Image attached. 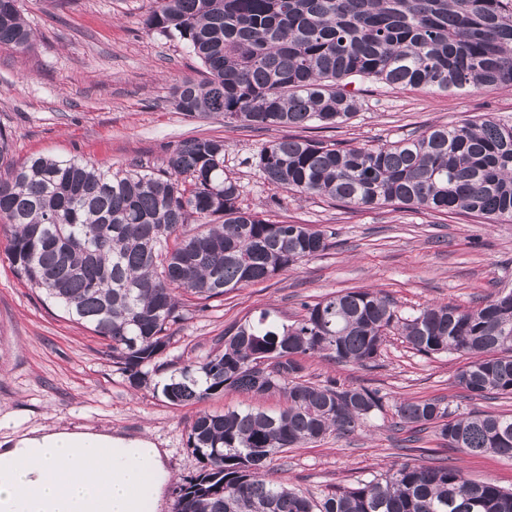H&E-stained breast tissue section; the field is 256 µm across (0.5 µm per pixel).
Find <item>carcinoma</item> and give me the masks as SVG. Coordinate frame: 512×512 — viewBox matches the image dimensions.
I'll return each mask as SVG.
<instances>
[{"instance_id": "obj_1", "label": "carcinoma", "mask_w": 512, "mask_h": 512, "mask_svg": "<svg viewBox=\"0 0 512 512\" xmlns=\"http://www.w3.org/2000/svg\"><path fill=\"white\" fill-rule=\"evenodd\" d=\"M146 26L183 40L204 68L171 102L183 115L222 116L257 127L335 128L358 109L347 90L367 78L436 91L512 87V0H153ZM31 31L19 0H0V45L25 48ZM0 130V219L17 276L69 320L107 341L133 388L167 366L170 326L193 301L269 280L331 247L311 224L271 222L239 204L224 174V141H182L155 173L111 171L74 158H8ZM256 166L270 182L353 207L401 204L489 224L512 222V118L428 127L377 147L282 138ZM291 324L264 311L224 332L204 357L162 385L172 405L226 391L281 394L285 408L203 411L187 447L200 469L176 483V512H512V489L474 481L442 462L385 473L316 497L269 478L281 453L331 433L353 434L383 410L364 386L305 379L303 358L365 365L397 331L424 356L467 363L457 384L473 397L512 395V290L472 308L397 313L390 296L348 289ZM400 422L432 428L450 448L512 459V415L450 417L436 399L403 402Z\"/></svg>"}]
</instances>
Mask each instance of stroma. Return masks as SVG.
Here are the masks:
<instances>
[{
	"instance_id": "obj_1",
	"label": "stroma",
	"mask_w": 512,
	"mask_h": 512,
	"mask_svg": "<svg viewBox=\"0 0 512 512\" xmlns=\"http://www.w3.org/2000/svg\"><path fill=\"white\" fill-rule=\"evenodd\" d=\"M32 31L29 48L0 46V130L10 154L76 158L103 169L136 162L161 169L169 153L192 137L224 140V171L242 187V206L266 219L312 224L333 232L334 245L270 280L232 290L204 312L174 325L170 356L193 361L213 350L234 325L269 311L292 323L305 302L349 288L388 292L402 314L430 305L469 307L512 287V223L488 224L466 214L396 205L358 208L289 192L267 181L255 158L272 140L302 137L347 146H377L413 138L427 127L452 126L484 115L512 117V89L434 92L355 82L359 108L347 123L323 129L257 130L208 116L189 118L169 102L173 86L200 79L202 67L182 41L147 30L151 0H20ZM0 235V436L33 427L85 424L129 436L145 435L168 451L172 481L195 474L186 445L201 411L285 407L281 395L256 398L227 392L202 404L174 406L161 393L130 387L105 341L64 319L38 290L18 278ZM466 363L455 354L424 357L388 336L377 361L338 364L304 360L310 381L365 386L385 397L382 413L363 431L330 434L291 449L274 463L273 479L320 496L384 473L392 464L447 459L472 480L512 488V460L445 447L434 432L405 446L395 407L438 399L456 415L512 412V398L470 399L455 377Z\"/></svg>"
}]
</instances>
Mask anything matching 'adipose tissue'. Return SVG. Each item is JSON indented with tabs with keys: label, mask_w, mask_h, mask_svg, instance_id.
Listing matches in <instances>:
<instances>
[{
	"label": "adipose tissue",
	"mask_w": 512,
	"mask_h": 512,
	"mask_svg": "<svg viewBox=\"0 0 512 512\" xmlns=\"http://www.w3.org/2000/svg\"><path fill=\"white\" fill-rule=\"evenodd\" d=\"M166 449L140 437L34 429L0 440V512H144L168 481Z\"/></svg>",
	"instance_id": "1"
}]
</instances>
